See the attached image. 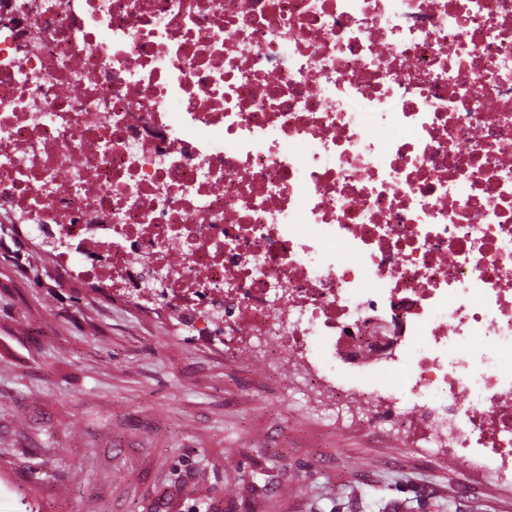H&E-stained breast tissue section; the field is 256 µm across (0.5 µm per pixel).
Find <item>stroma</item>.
<instances>
[{"mask_svg": "<svg viewBox=\"0 0 512 512\" xmlns=\"http://www.w3.org/2000/svg\"><path fill=\"white\" fill-rule=\"evenodd\" d=\"M0 247V512H512V491L391 424L368 434L328 391L225 362L162 305L115 304Z\"/></svg>", "mask_w": 512, "mask_h": 512, "instance_id": "1", "label": "stroma"}]
</instances>
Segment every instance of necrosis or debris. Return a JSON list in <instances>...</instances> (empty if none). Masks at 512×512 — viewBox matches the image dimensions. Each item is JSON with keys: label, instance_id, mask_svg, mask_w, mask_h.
Instances as JSON below:
<instances>
[{"label": "necrosis or debris", "instance_id": "obj_1", "mask_svg": "<svg viewBox=\"0 0 512 512\" xmlns=\"http://www.w3.org/2000/svg\"><path fill=\"white\" fill-rule=\"evenodd\" d=\"M8 215L512 485V0H0Z\"/></svg>", "mask_w": 512, "mask_h": 512}]
</instances>
